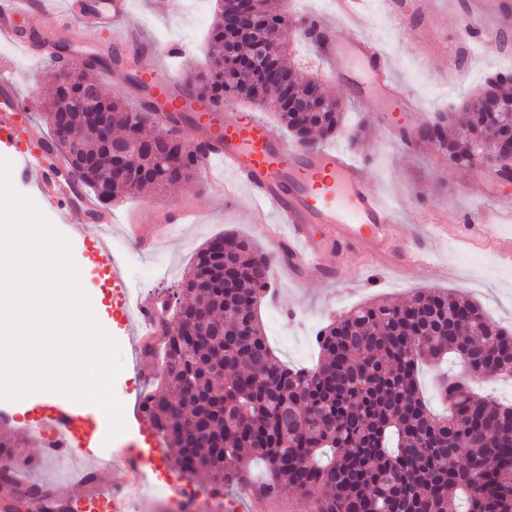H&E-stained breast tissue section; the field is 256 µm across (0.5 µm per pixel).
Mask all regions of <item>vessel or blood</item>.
I'll return each instance as SVG.
<instances>
[{"mask_svg": "<svg viewBox=\"0 0 512 512\" xmlns=\"http://www.w3.org/2000/svg\"><path fill=\"white\" fill-rule=\"evenodd\" d=\"M57 0H0V44H11L23 54L53 63L56 59L55 30L45 25L57 15ZM366 0H332L330 11L307 14L300 26L302 38L318 39L331 79L346 76L349 66L363 70L354 92L366 97L379 91L386 112L415 110L414 96L395 79L392 60L382 48L363 35L368 21ZM69 16L80 20L85 31L112 33V47L128 53L132 41L141 51L134 68L138 81L149 90V99H137V106L152 102L158 115L196 113L194 124L185 126L188 136L207 148L203 168L212 194L233 201L239 188H246L257 211L270 210L277 216L272 235L296 273L308 271L327 279L333 272L323 263L328 251H343L361 244L383 252L385 264H397L413 255L416 233L401 224L393 208L372 186L371 171L340 150H306L289 145L281 135L263 123L257 113H229L222 102L207 98L202 91L184 83L165 79L159 68L161 53H179L178 45L160 51L152 33L144 28L127 33L120 24L131 12V0H68ZM350 25L354 33L336 40L335 31ZM461 41L479 48L482 56L495 55L500 43L498 30L478 19L468 20ZM29 102L16 89L13 78L0 76V143L23 141L29 148L21 154L18 168L22 177H34L38 191L55 209L77 215L72 236L91 240L100 258V267L109 281L112 301L120 306L129 341L134 349L153 343L157 306L135 297L123 265L112 251V218L101 214L81 181L68 171L47 169L38 164L39 153L48 142L33 127H19L16 119L30 112ZM201 216L191 206L171 204L150 211L139 242L151 249L165 241L182 224L200 223ZM50 435L41 451L45 457L66 456L79 466L78 478L71 482L67 497L77 512H131L143 482L157 484L165 498L184 492L182 477L170 453L160 442L134 455L113 456L100 461L91 449L100 447L102 425L98 418L80 411L75 402L61 399L37 419ZM122 470L124 485L112 488L110 469Z\"/></svg>", "mask_w": 512, "mask_h": 512, "instance_id": "1", "label": "vessel or blood"}]
</instances>
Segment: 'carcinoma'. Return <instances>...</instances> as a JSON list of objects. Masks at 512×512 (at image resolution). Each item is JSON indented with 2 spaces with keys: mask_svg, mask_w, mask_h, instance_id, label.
<instances>
[{
  "mask_svg": "<svg viewBox=\"0 0 512 512\" xmlns=\"http://www.w3.org/2000/svg\"><path fill=\"white\" fill-rule=\"evenodd\" d=\"M241 0H219L208 32L209 70L201 85L227 102L251 100L272 89L267 103L276 121L296 142L316 149L341 129L343 107L328 98L320 82L288 65V46L277 66L293 75L288 98L261 82L265 61L252 49L256 33L285 31L288 18L275 13L269 0H257L253 23L229 28L227 15ZM122 67L108 53L82 69L53 67L54 85L44 105L53 150L66 156L68 169L97 201L130 197L144 187L169 189L198 177L202 161L194 145L171 138L178 119L164 122L148 112L140 136L174 166L158 167L150 154L137 157L139 177L104 176L122 159L132 112L99 89L94 71ZM91 100L103 120L92 123L82 106ZM512 106V75L488 79L462 112L441 113L434 131H407L416 144L438 142L448 162L471 166L460 144L488 123V103ZM500 176L512 175V147L492 145ZM270 254L249 241L219 236L204 244L181 282L183 317L162 325L165 349L164 389L147 394L143 406L171 447L177 466L189 475L205 474L217 483H244L250 464L263 460L265 482L256 494L289 486L304 497L324 489L316 512H512V404L480 395L472 381L440 376L441 414L432 413L422 396L420 372L453 355L486 372L512 370V331L488 317L460 320L480 306L450 291L421 290L402 303L371 301L330 322L317 334L318 361L311 368H291L273 353L258 319L256 301L269 285ZM213 335L203 346L188 335L190 321ZM248 332L241 333V325ZM195 427L189 435L176 428ZM18 437L0 441L5 481L16 497L44 503V487H16Z\"/></svg>",
  "mask_w": 512,
  "mask_h": 512,
  "instance_id": "obj_1",
  "label": "carcinoma"
}]
</instances>
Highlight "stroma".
<instances>
[{
  "label": "stroma",
  "instance_id": "obj_1",
  "mask_svg": "<svg viewBox=\"0 0 512 512\" xmlns=\"http://www.w3.org/2000/svg\"><path fill=\"white\" fill-rule=\"evenodd\" d=\"M402 2L406 24L399 28L378 0H372V17L365 36L388 52L396 80L420 99L421 107L414 115L393 112L386 121H378L372 101L356 98L350 83L329 79L320 49L301 39L296 29H288L285 34L292 66L317 78L326 94L339 99L345 107V126L326 141V148L343 150L369 165L375 188L394 206L399 219L416 229L423 249L422 256L412 258L398 271L388 270L374 256L354 249L340 255L329 252L324 262L336 272L329 281L308 274L296 282L280 265H273L270 281L275 293L261 302L258 315L276 355L291 367L315 363V333L339 314L370 300L402 302L420 288H450L462 293L482 306L492 321L512 330V259L499 249L500 239L512 236V213L502 205L503 200L512 199V186L499 183L486 188L479 180V172L456 168L436 146H407L394 137L399 129L418 126L435 113L461 108L483 86L487 76L512 73V16L501 14L496 7L498 0ZM214 13L213 0H208L199 12L191 9L189 0H133V14L127 24L146 26L162 46L176 41L181 31L191 33V40L184 43V53L165 65L166 77L181 80L207 66L206 33ZM469 14L507 32L508 39L499 54L486 58L475 47L461 46V22ZM442 51L455 54V65L430 69L425 55ZM0 69L13 73L19 88L33 103L31 124L38 131H46L42 102L50 95L51 87L41 80L44 63L1 48ZM362 122L367 125V133L361 142H353L352 136ZM173 201L194 205L203 212L204 219L176 230L170 239L145 253L149 267L168 268L171 279L162 283L147 277L136 282V290L143 294L154 296L173 290L197 249L224 234L248 238L272 254L279 251L262 231L263 225L273 223L272 213L256 214L244 190L235 207H220L200 180L182 184L164 196L145 188L131 198L113 202V240L123 242L129 252H136V244L126 229L131 214ZM474 217L482 218L484 224L481 233L471 236L466 234L465 226ZM71 247L75 263L85 270L81 280L84 291L100 295L102 316L113 321L112 335L120 339L121 317L110 306L109 289L93 251L81 239L72 240ZM120 357L123 370L114 389L129 412L150 387L147 379L136 372L128 345H121ZM22 453L29 461L22 469L24 476L38 480L56 495H66L72 470L69 462L45 461L31 443Z\"/></svg>",
  "mask_w": 512,
  "mask_h": 512
}]
</instances>
